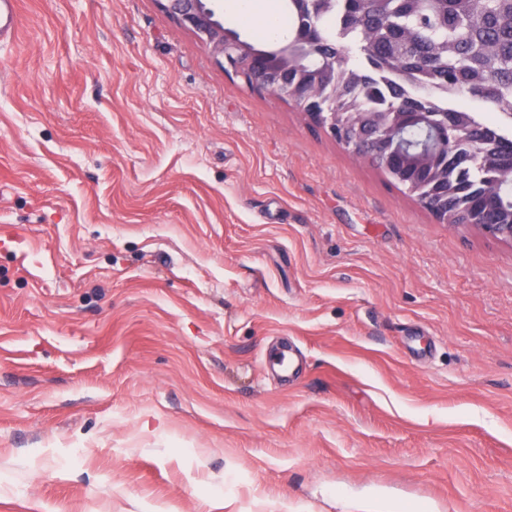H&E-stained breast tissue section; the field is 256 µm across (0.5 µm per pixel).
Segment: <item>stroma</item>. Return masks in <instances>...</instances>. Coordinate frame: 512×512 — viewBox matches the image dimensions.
Listing matches in <instances>:
<instances>
[{
	"instance_id": "1",
	"label": "stroma",
	"mask_w": 512,
	"mask_h": 512,
	"mask_svg": "<svg viewBox=\"0 0 512 512\" xmlns=\"http://www.w3.org/2000/svg\"><path fill=\"white\" fill-rule=\"evenodd\" d=\"M20 12L0 512H512V245L437 223L156 0Z\"/></svg>"
}]
</instances>
